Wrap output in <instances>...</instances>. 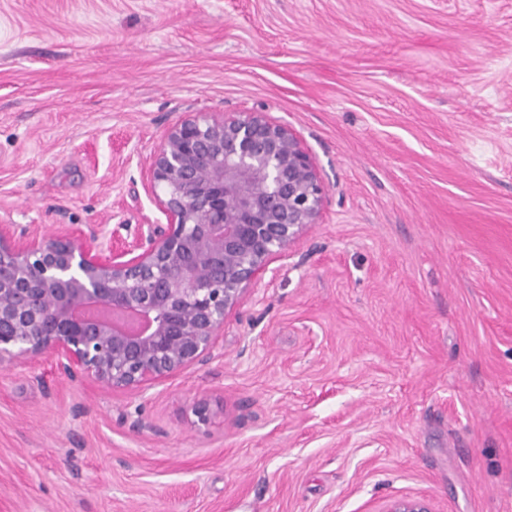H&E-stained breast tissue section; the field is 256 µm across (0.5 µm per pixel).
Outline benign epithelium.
<instances>
[{"mask_svg": "<svg viewBox=\"0 0 512 512\" xmlns=\"http://www.w3.org/2000/svg\"><path fill=\"white\" fill-rule=\"evenodd\" d=\"M164 224L126 242L0 225V367L50 357L69 380L143 391L212 356L227 315L320 223L326 186L300 138L263 112H192L149 159ZM131 311L134 336L83 318L87 302ZM383 512H429L401 499Z\"/></svg>", "mask_w": 512, "mask_h": 512, "instance_id": "obj_1", "label": "benign epithelium"}]
</instances>
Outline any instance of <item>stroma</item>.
I'll list each match as a JSON object with an SVG mask.
<instances>
[{"label": "stroma", "instance_id": "obj_1", "mask_svg": "<svg viewBox=\"0 0 512 512\" xmlns=\"http://www.w3.org/2000/svg\"><path fill=\"white\" fill-rule=\"evenodd\" d=\"M256 110L319 224L145 392L0 367V512H512V0H0V225L134 239L167 129Z\"/></svg>", "mask_w": 512, "mask_h": 512}]
</instances>
